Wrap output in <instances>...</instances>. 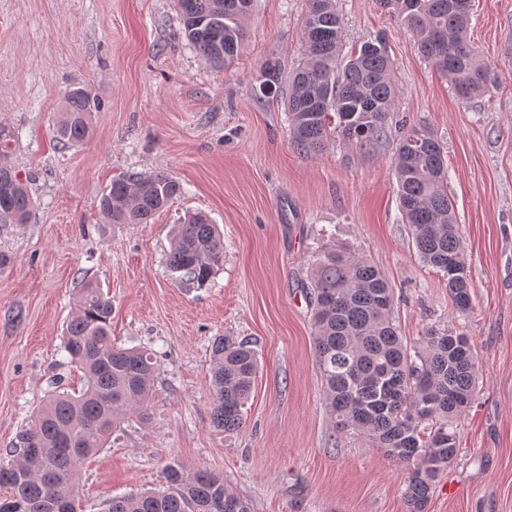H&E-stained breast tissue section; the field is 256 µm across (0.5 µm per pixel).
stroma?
<instances>
[{
  "mask_svg": "<svg viewBox=\"0 0 512 512\" xmlns=\"http://www.w3.org/2000/svg\"><path fill=\"white\" fill-rule=\"evenodd\" d=\"M354 48L384 36L399 89L395 118L444 147L470 274L472 308L457 313L445 281L420 260L403 224L394 143L362 151L336 136L299 154L284 102L257 76L304 58L309 0H255L235 64L210 65L182 33L176 0H0V165L29 181L27 223L0 222V458L56 377L78 387L60 353L82 279L112 302V337L158 360L150 417L128 419L78 476L81 512L156 490L170 462L223 477L253 512H408L404 474L365 436L338 433L315 365L307 285L320 247L346 246L394 290L408 343L431 327L469 336L475 401L459 452L427 512H512V0H472L468 40L489 93L465 101L378 0H335ZM101 103L92 132L65 147L53 127L66 90ZM164 173L182 191L147 224H111L98 209L112 179ZM204 212L224 235V265L200 290L164 259L170 230ZM247 339L260 371L245 423L212 422L213 337Z\"/></svg>",
  "mask_w": 512,
  "mask_h": 512,
  "instance_id": "obj_1",
  "label": "stroma"
}]
</instances>
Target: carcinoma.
<instances>
[{"instance_id": "1", "label": "carcinoma", "mask_w": 512, "mask_h": 512, "mask_svg": "<svg viewBox=\"0 0 512 512\" xmlns=\"http://www.w3.org/2000/svg\"><path fill=\"white\" fill-rule=\"evenodd\" d=\"M184 33L208 62L227 68L247 37L254 0H176ZM459 0H379L416 38L420 53L448 78L466 101L489 91L488 68L469 44L470 12ZM344 25L335 0H309L304 19L306 61L288 81V122L294 145L306 155L323 151L333 134L371 150L389 136L398 88L381 37L343 50ZM281 79L277 61L262 67L260 90L270 94ZM99 103L75 86L54 127L64 145L92 132ZM397 194L421 261L442 273L459 312L472 304L469 272L452 201L443 147L425 128H402L394 154ZM181 193L161 174H126L112 181L99 209L112 224H148ZM33 198L26 184L0 166V217L26 223ZM224 262V238L216 225L195 214L175 225L166 266L183 286L203 288ZM309 302L315 364L336 429L367 436L386 456L404 465L409 512H425L440 473L455 459L457 421L472 406L478 361L469 337L430 328L414 344L392 319L393 291L385 275L351 250L328 244L313 262ZM67 322L63 351L82 373L73 393L56 382L31 423L17 437L18 459L0 463V512H52L55 499L79 512L77 473L100 453L131 416L145 419L157 370L155 354L112 341V302L94 283L81 288ZM259 373L257 351L234 336L211 346L213 423L233 432L244 424ZM163 487L106 502L104 512H251L229 492L224 478L207 470L164 468Z\"/></svg>"}]
</instances>
